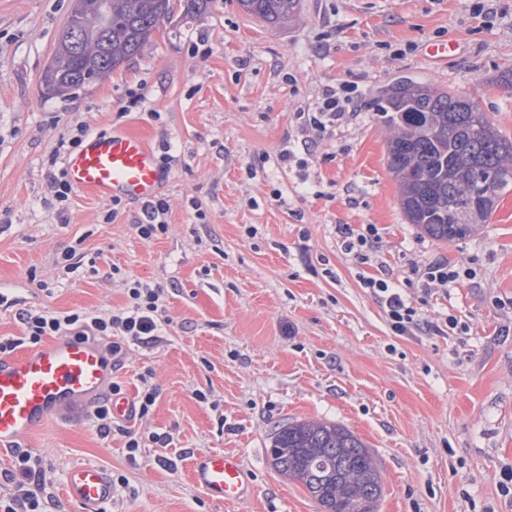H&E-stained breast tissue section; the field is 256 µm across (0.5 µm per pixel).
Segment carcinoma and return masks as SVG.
Returning a JSON list of instances; mask_svg holds the SVG:
<instances>
[{"label": "carcinoma", "instance_id": "cac0c4a2", "mask_svg": "<svg viewBox=\"0 0 512 512\" xmlns=\"http://www.w3.org/2000/svg\"><path fill=\"white\" fill-rule=\"evenodd\" d=\"M247 14L276 25L299 0H238ZM109 22L88 18L72 56L67 31L55 51L58 93L81 87L84 69L108 75L138 56L174 12V0H103ZM388 167L399 172L400 205L421 232L443 242L486 223L512 186V140L471 97L416 84L389 100ZM272 466L299 482L323 512H376L381 472L365 444L344 426L296 422L282 426L269 448Z\"/></svg>", "mask_w": 512, "mask_h": 512}]
</instances>
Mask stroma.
<instances>
[{
    "instance_id": "stroma-1",
    "label": "stroma",
    "mask_w": 512,
    "mask_h": 512,
    "mask_svg": "<svg viewBox=\"0 0 512 512\" xmlns=\"http://www.w3.org/2000/svg\"><path fill=\"white\" fill-rule=\"evenodd\" d=\"M70 0H0V337L24 334L25 310L120 309L126 280L163 292L171 323L157 341L123 343L114 381L136 399L158 395L125 425L146 444L101 438L92 419L49 421L23 450L40 462L49 512L75 464L112 480L105 512H320L267 458L275 429L333 422L367 446L383 480L378 512H512L499 483L512 468V191L469 236L441 242L409 224L387 167L388 99L404 79L478 101L512 138V0H301L270 26L238 0L181 4L141 55L64 96L42 76ZM451 42L446 62L428 44ZM204 53H193V45ZM353 86L336 127L306 139L327 87ZM142 102L127 108V92ZM131 131L174 162L157 194L167 233L142 239V205L73 190L50 204L49 160L77 124ZM292 158L280 162L282 150ZM375 225L368 264L346 254L340 227ZM83 256L72 273L66 250ZM445 259L472 278L424 294L415 274ZM390 273L429 322L468 327L396 335L360 282ZM166 436L153 443L152 434ZM233 451L255 492L219 507L191 480V463Z\"/></svg>"
}]
</instances>
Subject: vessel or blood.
I'll return each instance as SVG.
<instances>
[{"label":"vessel or blood","mask_w":512,"mask_h":512,"mask_svg":"<svg viewBox=\"0 0 512 512\" xmlns=\"http://www.w3.org/2000/svg\"><path fill=\"white\" fill-rule=\"evenodd\" d=\"M70 183L100 197L147 202L163 173L155 151L130 133H98L64 160ZM111 353L98 341L61 335L31 349L0 354V453L17 450L47 420L82 421L105 403L115 418L128 419V398L112 392ZM194 484L218 505L243 502L254 492L240 455L210 452L196 457ZM66 494L82 512H103L112 500V481L99 464L85 462L68 472Z\"/></svg>","instance_id":"b4317fda"}]
</instances>
